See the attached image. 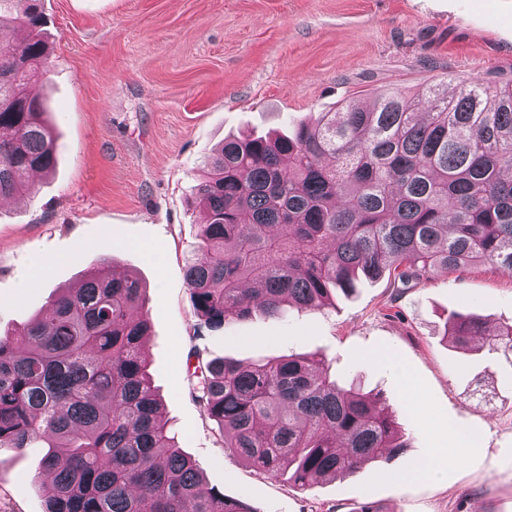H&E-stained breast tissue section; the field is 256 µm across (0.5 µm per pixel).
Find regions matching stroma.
Here are the masks:
<instances>
[{
    "instance_id": "stroma-1",
    "label": "stroma",
    "mask_w": 512,
    "mask_h": 512,
    "mask_svg": "<svg viewBox=\"0 0 512 512\" xmlns=\"http://www.w3.org/2000/svg\"><path fill=\"white\" fill-rule=\"evenodd\" d=\"M55 171L0 201V331L103 258L146 287V352L176 440L210 486L252 512H512V354L456 350L449 312L512 323V276L487 264L402 285L388 277L326 310L208 329L191 308L185 261L204 214L192 188L225 137L292 131L377 92L415 96L477 79L512 82V0H43ZM252 363L319 353L338 383L382 393L410 440L386 463L307 490L256 473L225 450L191 399L186 358ZM417 389L406 396L403 381ZM480 443L412 478L452 427ZM43 451L0 448V512H44L31 477Z\"/></svg>"
}]
</instances>
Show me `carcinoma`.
I'll return each mask as SVG.
<instances>
[{
	"mask_svg": "<svg viewBox=\"0 0 512 512\" xmlns=\"http://www.w3.org/2000/svg\"><path fill=\"white\" fill-rule=\"evenodd\" d=\"M41 0H0V200L30 195L56 164ZM512 83L451 94L380 92L371 106L299 122L291 135L224 139L197 185L205 214L185 264L211 330L333 305L385 273L405 285L486 262L512 273ZM144 288L107 260L28 322L0 332V448L46 444L32 477L46 512H251L210 487L161 420L143 342ZM447 338L512 352V324L452 312ZM190 396L224 448L307 489L408 447L389 406L344 388L317 354L243 365L196 349Z\"/></svg>",
	"mask_w": 512,
	"mask_h": 512,
	"instance_id": "carcinoma-1",
	"label": "carcinoma"
}]
</instances>
